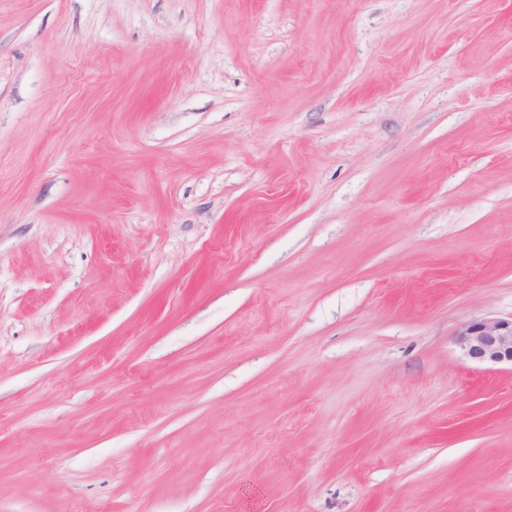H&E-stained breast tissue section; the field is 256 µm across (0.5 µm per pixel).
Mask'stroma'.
<instances>
[{"label": "stroma", "mask_w": 512, "mask_h": 512, "mask_svg": "<svg viewBox=\"0 0 512 512\" xmlns=\"http://www.w3.org/2000/svg\"><path fill=\"white\" fill-rule=\"evenodd\" d=\"M512 0H0V512H512ZM460 353L486 366L510 365L512 369V317L484 316L463 324L455 335Z\"/></svg>", "instance_id": "stroma-1"}]
</instances>
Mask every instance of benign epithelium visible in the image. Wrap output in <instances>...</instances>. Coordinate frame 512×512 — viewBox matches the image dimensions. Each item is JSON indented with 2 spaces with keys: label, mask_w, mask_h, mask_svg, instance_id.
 Instances as JSON below:
<instances>
[{
  "label": "benign epithelium",
  "mask_w": 512,
  "mask_h": 512,
  "mask_svg": "<svg viewBox=\"0 0 512 512\" xmlns=\"http://www.w3.org/2000/svg\"><path fill=\"white\" fill-rule=\"evenodd\" d=\"M460 353L486 366H512V318L484 316L463 324L455 335Z\"/></svg>",
  "instance_id": "benign-epithelium-1"
}]
</instances>
